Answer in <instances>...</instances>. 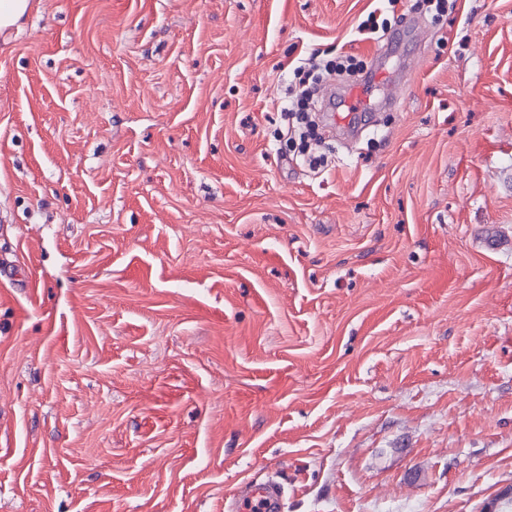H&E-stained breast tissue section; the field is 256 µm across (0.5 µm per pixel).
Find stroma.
<instances>
[{"instance_id":"1","label":"stroma","mask_w":512,"mask_h":512,"mask_svg":"<svg viewBox=\"0 0 512 512\" xmlns=\"http://www.w3.org/2000/svg\"><path fill=\"white\" fill-rule=\"evenodd\" d=\"M33 0L0 35V512H487L512 488V0ZM392 109L288 137L296 67ZM286 494V488L276 483L255 485L247 496V502L244 501L241 510L252 511L256 503L265 505L266 510H274L276 501L282 502Z\"/></svg>"}]
</instances>
